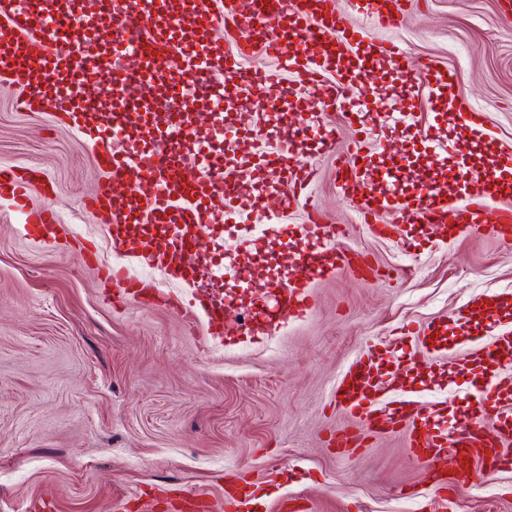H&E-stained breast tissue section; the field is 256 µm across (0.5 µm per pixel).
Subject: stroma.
Returning <instances> with one entry per match:
<instances>
[{"mask_svg": "<svg viewBox=\"0 0 512 512\" xmlns=\"http://www.w3.org/2000/svg\"><path fill=\"white\" fill-rule=\"evenodd\" d=\"M367 37L457 70L458 95L512 150V9L503 0H413L399 30ZM354 90L375 126L400 103L417 117L392 143L410 151L392 189L410 191L424 174L452 188L460 168L475 173L494 162L453 113L435 116L429 88L380 69ZM16 96L0 78V164L32 161L45 172L55 193L33 201L55 207L69 234L30 239L0 203V512H149L156 489L216 500L233 476L260 486L263 512H284L289 499L303 512H430L416 495L428 475L404 438L376 436L349 460L330 453L326 429L350 423L331 393L353 358L385 353L394 329L434 320L446 325L457 366L445 379L422 371L426 397L466 388L471 346L488 339L491 320L511 324L512 309L479 311L465 323L452 315L475 295L512 292V241L423 237L402 252L358 223L332 158L307 150L304 160L320 171L314 201L347 225L343 247L369 253L381 275L314 282L304 320L248 336L232 318L218 338L204 320L184 321L163 306L106 301L79 253L90 240L115 259L111 234L83 204L100 181L95 147L52 113L19 111ZM233 107L245 125L265 110L281 112L291 128L311 119L284 87L239 95ZM427 127L447 141V154L418 148ZM447 512H512V470L460 483Z\"/></svg>", "mask_w": 512, "mask_h": 512, "instance_id": "obj_1", "label": "stroma"}]
</instances>
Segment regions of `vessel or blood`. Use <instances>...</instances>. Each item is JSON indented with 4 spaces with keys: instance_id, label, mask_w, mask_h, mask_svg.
Here are the masks:
<instances>
[{
    "instance_id": "b4317fda",
    "label": "vessel or blood",
    "mask_w": 512,
    "mask_h": 512,
    "mask_svg": "<svg viewBox=\"0 0 512 512\" xmlns=\"http://www.w3.org/2000/svg\"><path fill=\"white\" fill-rule=\"evenodd\" d=\"M99 23H123L128 0H101ZM360 26H352L337 0H189V12L199 25H233L247 30L245 40L218 54L210 50L187 51L182 42V19L171 0H140L139 22L127 31L125 57L135 68L113 67L108 81L113 90L125 91L160 79L166 99L181 108L178 117L162 119L156 137L136 141L123 124L102 122L76 100L74 86L91 84L94 74L77 59V47L87 44L82 17L50 16L33 24V0H0V78L14 84L16 105L27 112L50 110L77 131L80 138L98 144L97 169L103 180L92 208L101 223L109 225L113 242L124 241L130 225L150 228L147 241L155 267L167 279L192 288L189 303L175 301L155 282L133 279L126 265L102 268L106 286L117 302L137 301L141 307L164 306L187 320L204 319L209 329L224 328V285L204 283V269L187 259L199 239L214 244L215 258H223L225 239L236 242L237 252L248 253L265 246L268 237L288 238L295 251L288 265L280 268L277 293L248 292V311L256 316L257 333L271 331L275 324L298 321L313 308L314 281L345 272L367 279L375 269L367 255L340 250L347 235L345 225L331 222L311 202L309 188L315 169L301 164L299 150L315 142L318 151L335 156L341 190L350 198L360 223L379 237L396 242L408 252L416 243L413 225L444 224L449 238L464 234L512 239V152L504 163L492 165L478 176L462 173L459 200L448 198L431 176H423L414 195H400L381 188L377 167L368 160V144L353 139L345 152L336 150L335 129L323 125L299 128L260 151L262 168L279 172L288 186L280 199L281 222L256 230L251 224L228 223V216L266 207V195L246 196L239 190L235 168L205 150L199 137L222 136V126H200L191 120L198 100L196 81L208 76L215 92L213 105L234 99L239 93L264 91L292 82L310 94L309 111L336 105L351 94L350 73H365L388 64L403 81L434 90H448V108L462 126L484 137L495 138L481 124L480 112L451 90L457 72L441 70L423 60L410 63L404 50L391 41H367L363 30L397 29L403 22L407 0H351ZM265 55L272 65L253 69L251 59ZM44 173L36 165H0V200L23 214L29 238L53 234L60 225L57 214L32 204L30 192L43 184ZM129 186L134 204L117 200L114 188ZM305 211L300 224H288L284 215ZM395 211L396 224L379 223V216ZM512 305V294L475 296L459 308L458 320L468 319L473 308ZM440 325L428 324L414 332L399 333L385 354L361 355L350 361L336 381L334 403L352 418V425L330 434L328 444L337 455L347 456L363 447L372 436H405L411 457L434 474L430 494L437 503L448 502L459 482L494 471L512 460V327L496 328L489 343L469 354L475 372L471 387L432 402H424L422 390L412 384L387 380V366H402L405 344H412L439 373H447L448 348L442 343ZM454 460L456 475L445 464ZM180 512H252L248 494L225 491L214 500L204 494L179 497Z\"/></svg>"
}]
</instances>
